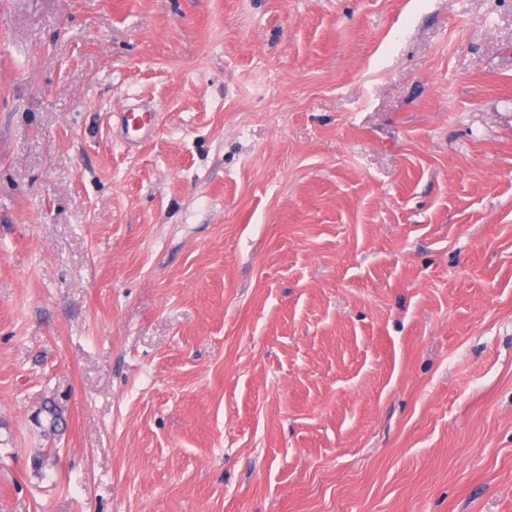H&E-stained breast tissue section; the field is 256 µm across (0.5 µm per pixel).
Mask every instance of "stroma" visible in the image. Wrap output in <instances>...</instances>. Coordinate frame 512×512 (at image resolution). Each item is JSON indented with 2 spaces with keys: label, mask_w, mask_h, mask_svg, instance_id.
Listing matches in <instances>:
<instances>
[{
  "label": "stroma",
  "mask_w": 512,
  "mask_h": 512,
  "mask_svg": "<svg viewBox=\"0 0 512 512\" xmlns=\"http://www.w3.org/2000/svg\"><path fill=\"white\" fill-rule=\"evenodd\" d=\"M0 512H512V0H0ZM121 124L129 131L132 130L143 133H148L153 124L151 113L147 112H135L134 108H127L124 112H120Z\"/></svg>",
  "instance_id": "stroma-1"
}]
</instances>
